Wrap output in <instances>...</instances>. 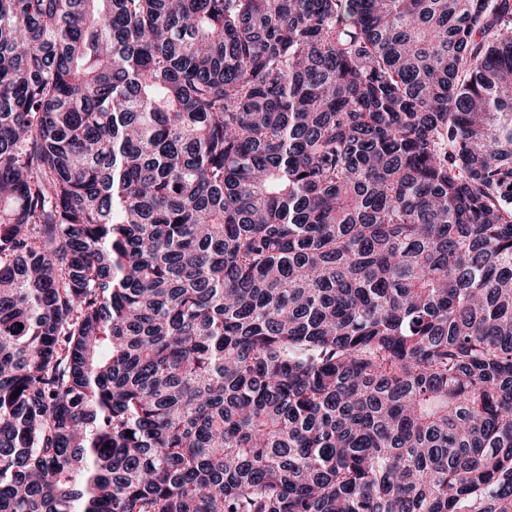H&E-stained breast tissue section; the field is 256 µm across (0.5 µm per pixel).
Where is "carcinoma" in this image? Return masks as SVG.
<instances>
[{"instance_id": "obj_1", "label": "carcinoma", "mask_w": 512, "mask_h": 512, "mask_svg": "<svg viewBox=\"0 0 512 512\" xmlns=\"http://www.w3.org/2000/svg\"><path fill=\"white\" fill-rule=\"evenodd\" d=\"M0 512H512V0H0Z\"/></svg>"}]
</instances>
